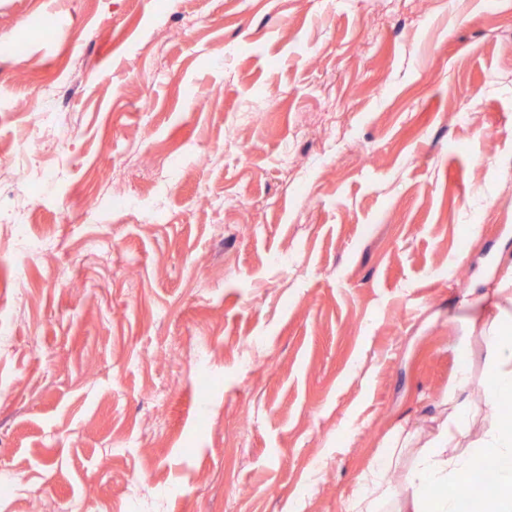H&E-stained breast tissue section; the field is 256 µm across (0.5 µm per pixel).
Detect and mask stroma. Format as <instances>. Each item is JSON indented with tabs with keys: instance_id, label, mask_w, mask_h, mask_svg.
Instances as JSON below:
<instances>
[{
	"instance_id": "obj_1",
	"label": "stroma",
	"mask_w": 512,
	"mask_h": 512,
	"mask_svg": "<svg viewBox=\"0 0 512 512\" xmlns=\"http://www.w3.org/2000/svg\"><path fill=\"white\" fill-rule=\"evenodd\" d=\"M22 35L0 164L56 140L0 212L51 249L0 223V512H345L450 389L481 437L512 0H0Z\"/></svg>"
}]
</instances>
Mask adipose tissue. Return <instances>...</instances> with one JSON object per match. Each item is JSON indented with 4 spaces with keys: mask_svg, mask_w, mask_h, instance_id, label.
<instances>
[{
    "mask_svg": "<svg viewBox=\"0 0 512 512\" xmlns=\"http://www.w3.org/2000/svg\"><path fill=\"white\" fill-rule=\"evenodd\" d=\"M487 336V370L493 383L485 400L496 410L512 400V334L503 328L489 330ZM449 420V427L418 452L403 485H393L386 470H378L346 512H386L395 502L400 505L398 512H457L453 490L469 477L471 456L461 448L466 422L462 409L453 408ZM476 448L502 463L498 482L484 503L485 512H512V427L493 421Z\"/></svg>",
    "mask_w": 512,
    "mask_h": 512,
    "instance_id": "obj_1",
    "label": "adipose tissue"
}]
</instances>
